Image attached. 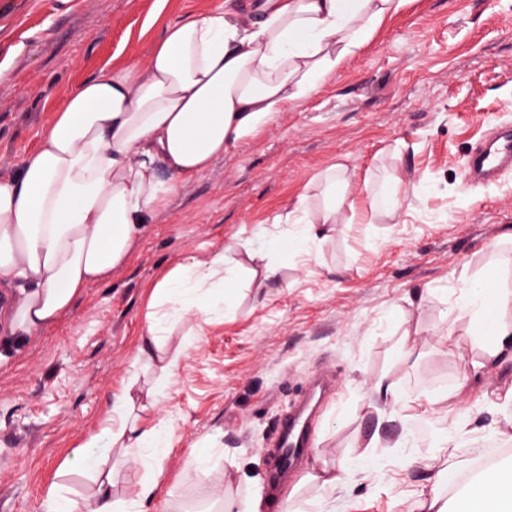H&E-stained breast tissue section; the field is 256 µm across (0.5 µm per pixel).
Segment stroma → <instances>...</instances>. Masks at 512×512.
<instances>
[{
    "mask_svg": "<svg viewBox=\"0 0 512 512\" xmlns=\"http://www.w3.org/2000/svg\"><path fill=\"white\" fill-rule=\"evenodd\" d=\"M224 0H0V178L16 174L65 97L103 69L143 60L168 25ZM512 121V0H408L365 49L311 99L289 107L205 172L178 180L122 267L85 289L50 328L0 360V512H42L57 486L79 500L90 472L66 467L92 433L102 435L112 396L154 370L133 362L150 294L186 255L226 248L236 290L208 321L162 327L180 366L155 407L171 433L159 468L122 469L128 499L144 477L158 485L154 512L216 506L217 491L242 503L264 488L274 423L314 378L333 380L313 403L314 450L352 460L350 480L324 491L304 476V456L280 499L305 512H415L436 478L434 442L446 420L420 399L453 392L472 433L456 448L468 469L512 460V423L499 411L512 388V354L468 382L446 339L458 281L512 290V170L470 185V147ZM351 174L347 223L311 237L301 204L315 207L330 165ZM399 179L401 207L369 208ZM300 239L277 281L255 290L253 272L279 265L274 240ZM416 340L399 354L404 333ZM398 406L374 411L378 380ZM380 440L364 462L354 451ZM202 470L206 480L192 479Z\"/></svg>",
    "mask_w": 512,
    "mask_h": 512,
    "instance_id": "35a3bbf8",
    "label": "stroma"
}]
</instances>
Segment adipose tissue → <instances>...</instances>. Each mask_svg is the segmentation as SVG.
I'll return each instance as SVG.
<instances>
[{
  "label": "adipose tissue",
  "mask_w": 512,
  "mask_h": 512,
  "mask_svg": "<svg viewBox=\"0 0 512 512\" xmlns=\"http://www.w3.org/2000/svg\"><path fill=\"white\" fill-rule=\"evenodd\" d=\"M407 2L254 0L245 13L220 6L168 26L145 61L106 69L65 98L19 175L0 178V287L18 292L0 318L15 341L53 325L85 288L126 263L175 179L208 170L230 147L309 99ZM163 169L170 180L161 179ZM323 177L325 202L306 222L312 235L326 237L342 221L350 174L339 163ZM234 280L218 250L186 256L156 283L138 355L159 375L148 390L132 378L114 394L105 431L115 454L88 459L95 434L73 450L69 466L93 470L90 493L74 501L50 487L44 512H123L113 495L115 473L137 449L160 447L169 437L165 421L143 420L181 359L160 341L154 311L207 317ZM461 292L465 339L483 344L482 360L470 364L476 374L512 352V291L465 281ZM450 400L444 393L426 401L451 422L435 443L437 483L420 493L417 512H512V468L490 464L460 483L453 449L470 430L453 416ZM447 487L458 488L456 499L444 496Z\"/></svg>",
  "instance_id": "ef3b65f1"
}]
</instances>
